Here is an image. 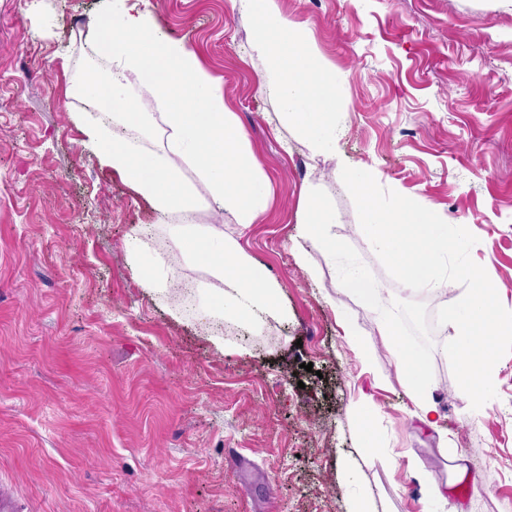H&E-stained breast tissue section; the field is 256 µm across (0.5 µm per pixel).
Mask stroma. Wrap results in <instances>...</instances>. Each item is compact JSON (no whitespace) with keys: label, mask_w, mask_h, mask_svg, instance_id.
<instances>
[{"label":"stroma","mask_w":512,"mask_h":512,"mask_svg":"<svg viewBox=\"0 0 512 512\" xmlns=\"http://www.w3.org/2000/svg\"><path fill=\"white\" fill-rule=\"evenodd\" d=\"M219 79L266 179L250 225L216 218L194 172L196 222L222 223L280 290L282 313L200 318L209 269L82 143L74 114L112 0H0V484L22 512H512V353L472 409L435 316L447 297L393 279L359 231L343 166L478 239L472 259L512 311V0H278L336 67V146L314 154L268 89L253 23L231 0H126ZM332 208L330 255L300 237L301 198ZM176 285L141 287L128 242ZM378 289L366 306L343 271ZM196 283L187 295L185 283ZM353 320L369 359L344 341ZM425 360L444 433L422 426L381 327ZM371 405L366 447L360 411ZM469 476L459 479L458 459Z\"/></svg>","instance_id":"obj_1"}]
</instances>
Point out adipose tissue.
<instances>
[{
  "label": "adipose tissue",
  "mask_w": 512,
  "mask_h": 512,
  "mask_svg": "<svg viewBox=\"0 0 512 512\" xmlns=\"http://www.w3.org/2000/svg\"><path fill=\"white\" fill-rule=\"evenodd\" d=\"M233 5L254 20L253 45L267 63L282 116L298 126L315 152L329 150V132L336 123L335 70L318 54L304 25L281 13L277 0H233ZM96 50L111 57L112 79L89 76L84 90L88 96L111 99L112 109L81 120L85 146L154 212L181 215L179 247L220 280L217 306L250 320L277 312L279 290L266 273L227 243L223 231L213 227L201 232L192 225L197 201L182 174L186 166L206 183L213 206L232 210L240 223H253L269 200V186L256 173L218 81L183 42L165 37L144 13H131L118 0L112 6V34ZM142 92L166 109L170 133L159 153L145 151L129 136L147 122L138 98ZM334 222L326 202L306 191L300 236L338 252L341 245L331 233ZM383 333L418 419L436 427L437 408L423 358L406 348L392 325H384Z\"/></svg>",
  "instance_id": "obj_1"
}]
</instances>
